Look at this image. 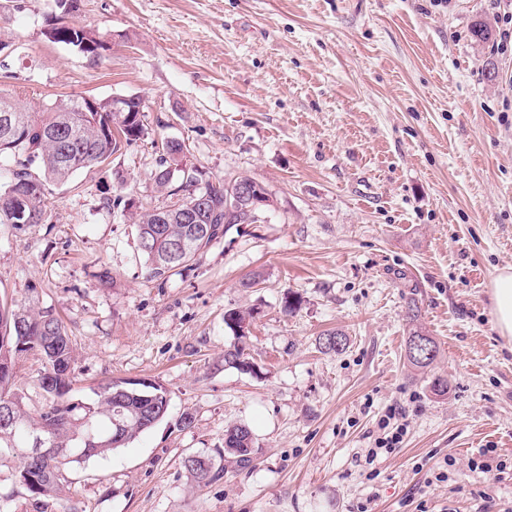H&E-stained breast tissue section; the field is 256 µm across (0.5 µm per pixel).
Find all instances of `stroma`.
Listing matches in <instances>:
<instances>
[{
	"instance_id": "35a3bbf8",
	"label": "stroma",
	"mask_w": 512,
	"mask_h": 512,
	"mask_svg": "<svg viewBox=\"0 0 512 512\" xmlns=\"http://www.w3.org/2000/svg\"><path fill=\"white\" fill-rule=\"evenodd\" d=\"M56 12L0 0V90L22 107L134 95L148 135L51 186L49 223L0 225V301L33 296L62 320L80 396L144 381L169 409L74 465L54 512H512V475L468 468L482 448L512 459V339L491 299L512 266V53L471 36L489 0H82L69 20L105 41L96 65L47 37ZM170 138L210 180L254 177L277 205L160 283L107 201L170 205L153 181ZM412 295L439 346L424 374L405 353ZM230 308L255 313L257 373L224 364ZM331 330L343 353L319 349ZM392 411L403 441L366 465ZM234 425L252 432L246 467L222 455ZM195 454L223 477L197 486ZM448 456L449 480L428 484Z\"/></svg>"
}]
</instances>
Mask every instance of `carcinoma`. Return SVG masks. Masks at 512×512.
Masks as SVG:
<instances>
[{"label": "carcinoma", "mask_w": 512, "mask_h": 512, "mask_svg": "<svg viewBox=\"0 0 512 512\" xmlns=\"http://www.w3.org/2000/svg\"><path fill=\"white\" fill-rule=\"evenodd\" d=\"M56 42L72 47L98 62V55L83 46L84 39L77 28L65 31ZM0 110V116L4 115ZM8 115L9 125L0 123V171L7 173L0 182V224L15 230L26 228L15 224L16 196L23 195L25 214L30 224H46L49 215L46 205L50 186L69 180L76 173L105 161L119 149V142L130 144L139 139L137 129L143 125L137 112H113L110 101L99 103V111L86 110L85 98L59 99L38 109L14 106ZM164 158L154 175L160 189L172 188L175 175L180 173L176 154L178 143H162ZM233 180L218 179L202 182L207 196L208 218L202 224L180 221L179 206L155 209L133 216L137 227L139 250L145 258V276L164 280L177 269L196 261L214 240L225 236L233 224L224 222V209L232 202ZM183 240L186 250L176 259L168 258V245ZM419 307L416 298L407 301L406 315L412 328L409 337L424 334L416 325ZM253 319L252 310L224 311V325L235 332L234 323ZM318 344L326 352L340 353L347 348L348 338L331 331L319 337ZM248 341L234 336V343L224 349V365L239 371L249 359ZM33 353L42 356L43 370L36 387L45 398V406L36 413L26 409L25 396L12 390L15 377H0V405H6L8 417L0 422V467L14 463L12 477L21 483L23 472L33 469L43 475L41 489L28 491L32 512H48L53 501L67 482V470L75 463H84L91 456L81 452L84 438L93 436L101 441L96 457H104L122 448L137 436L161 422L166 391L156 386L153 398L138 391L120 393L114 383L98 387L96 399L87 403L71 395L72 380L62 390L51 386L60 374L72 370V347L63 323L49 310L34 311L22 303H0V360L17 365ZM40 433L48 440L52 451L41 458L26 454V439ZM224 452L242 465L252 462V435L248 428L232 426L224 433ZM185 467L198 486L206 487L217 479L211 457L185 460Z\"/></svg>", "instance_id": "1"}]
</instances>
